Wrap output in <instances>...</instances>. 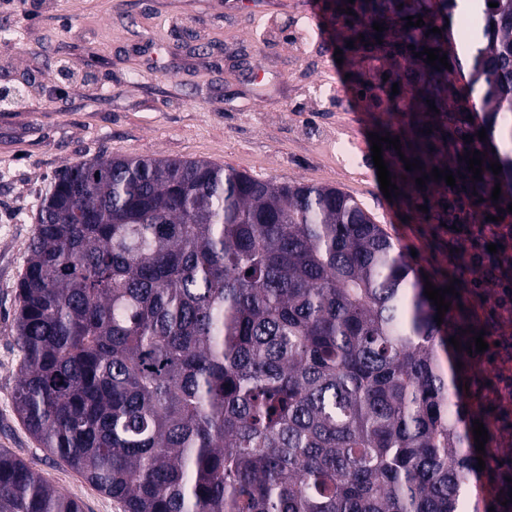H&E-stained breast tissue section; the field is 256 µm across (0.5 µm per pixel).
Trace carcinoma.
<instances>
[{
    "mask_svg": "<svg viewBox=\"0 0 512 512\" xmlns=\"http://www.w3.org/2000/svg\"><path fill=\"white\" fill-rule=\"evenodd\" d=\"M475 19L484 43L464 93L424 62L439 47L430 25L403 30L421 95L448 101L410 150L453 172L448 223L470 240L512 203V0H483ZM476 90L479 125L457 118ZM475 150L480 181L466 164ZM425 284L332 186L204 160L66 166L17 286L15 411L122 512H465L473 422L488 430L501 408L467 352L486 330L469 282L445 295L440 325ZM452 336L460 409L442 358ZM0 512L82 509L0 448Z\"/></svg>",
    "mask_w": 512,
    "mask_h": 512,
    "instance_id": "1",
    "label": "carcinoma"
}]
</instances>
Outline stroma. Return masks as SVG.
I'll return each mask as SVG.
<instances>
[{
	"instance_id": "1",
	"label": "stroma",
	"mask_w": 512,
	"mask_h": 512,
	"mask_svg": "<svg viewBox=\"0 0 512 512\" xmlns=\"http://www.w3.org/2000/svg\"><path fill=\"white\" fill-rule=\"evenodd\" d=\"M0 0V448L84 512H118L65 462L39 446L13 406L19 349L12 331L16 286L42 195L63 167L96 156L205 160L261 179L329 185L352 195L431 278L464 274L480 320L512 309V287L489 280L488 244L512 254V217L479 244L448 227L442 190L405 181L395 149L383 151L398 196L380 189L373 120L394 106L400 130L430 121L419 71L396 38L363 43L367 19L325 0ZM395 28L436 16L457 34L446 0L389 6ZM331 87L316 99L313 84ZM349 147L356 166L341 160ZM484 351L486 376L512 388V324Z\"/></svg>"
}]
</instances>
